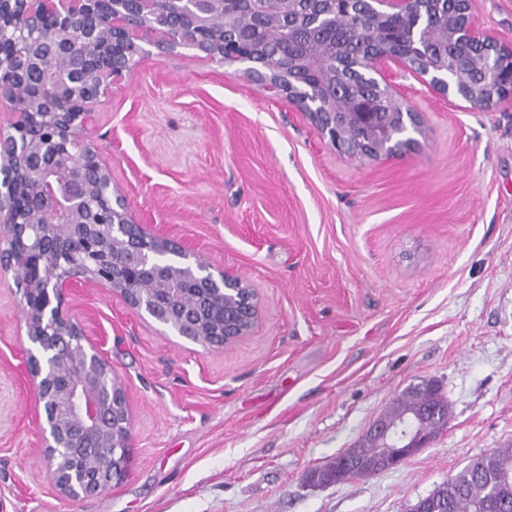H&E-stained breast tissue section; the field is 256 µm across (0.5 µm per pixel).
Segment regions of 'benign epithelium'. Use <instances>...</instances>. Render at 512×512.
Returning <instances> with one entry per match:
<instances>
[{"label":"benign epithelium","instance_id":"1","mask_svg":"<svg viewBox=\"0 0 512 512\" xmlns=\"http://www.w3.org/2000/svg\"><path fill=\"white\" fill-rule=\"evenodd\" d=\"M303 29L315 55L293 54L288 76L268 73L251 49L252 30L237 23L239 0H0V112L14 117L0 134V275H15L31 344L28 374L45 476L76 500L101 494L128 475L131 422L126 389L101 344L65 310L75 288H104L142 316L214 350L250 335L261 318L257 289L229 270L183 262L181 241L151 232L133 216L85 132L95 110L153 47L190 48L206 61L236 65L271 95L285 93L325 143L351 162L410 151L422 119L387 76L392 63L427 79L430 88L478 109L512 96V45L485 36L472 0H453L438 40L419 37L416 0H373L381 28L410 24L403 49L382 38L365 59L343 60L342 28L358 0H316ZM461 49L448 70V45ZM433 436L417 424L382 416L328 472L366 463L401 465ZM379 448L370 456L366 448Z\"/></svg>","mask_w":512,"mask_h":512}]
</instances>
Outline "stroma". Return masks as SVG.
<instances>
[{"mask_svg":"<svg viewBox=\"0 0 512 512\" xmlns=\"http://www.w3.org/2000/svg\"><path fill=\"white\" fill-rule=\"evenodd\" d=\"M512 42V0H474ZM418 148L352 163L287 96L193 50L144 56L86 132L137 219L257 288L251 336L209 350L102 288L68 295L128 397L126 479L77 501L47 482L13 274L0 276V512H408L512 448V106L470 109L409 72ZM450 419L395 469L327 485L409 384Z\"/></svg>","mask_w":512,"mask_h":512,"instance_id":"stroma-1","label":"stroma"}]
</instances>
